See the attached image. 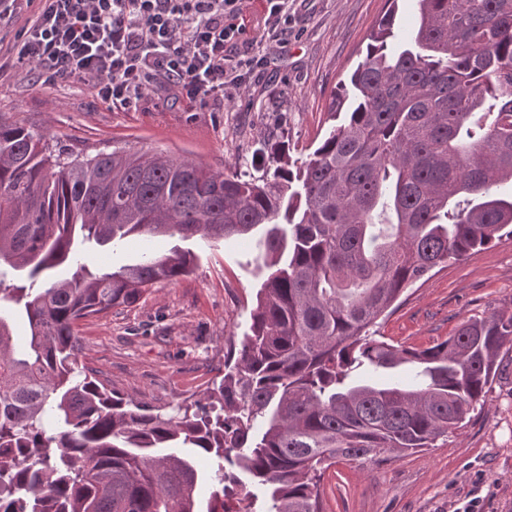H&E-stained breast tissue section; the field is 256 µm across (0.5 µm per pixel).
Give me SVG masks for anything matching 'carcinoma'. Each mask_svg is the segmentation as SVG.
Instances as JSON below:
<instances>
[{
	"label": "carcinoma",
	"mask_w": 512,
	"mask_h": 512,
	"mask_svg": "<svg viewBox=\"0 0 512 512\" xmlns=\"http://www.w3.org/2000/svg\"><path fill=\"white\" fill-rule=\"evenodd\" d=\"M387 2L296 159L279 142L228 173L164 152L57 153L0 123V512H230L239 496L245 512H323L336 460L429 448L470 418L511 310L423 349L374 327L432 270L512 234V0H415L400 43ZM256 233L249 332L203 399L163 415L80 363V320L196 268L178 248L105 268L86 245Z\"/></svg>",
	"instance_id": "1"
}]
</instances>
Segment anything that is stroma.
I'll list each match as a JSON object with an SVG mask.
<instances>
[{"instance_id":"obj_1","label":"stroma","mask_w":512,"mask_h":512,"mask_svg":"<svg viewBox=\"0 0 512 512\" xmlns=\"http://www.w3.org/2000/svg\"><path fill=\"white\" fill-rule=\"evenodd\" d=\"M286 47L269 54L245 88L206 104L148 97L113 109L92 86L48 78L19 58L32 13L0 17V122L18 123L49 144L86 155L112 148L163 150L215 171L249 168L263 141L292 156L321 139L327 105L362 61L386 0H295ZM177 240H133L97 250L103 266L136 263L142 252L169 251ZM193 274L155 284L134 305L82 320L81 361L125 397L172 411L200 398L224 374L248 330L261 277L250 241H198ZM512 308V236L449 263L403 297L379 327L397 345L426 348L461 322ZM324 512H455L478 501L481 512H512V350L466 423L433 447L362 465L340 461L321 485Z\"/></svg>"}]
</instances>
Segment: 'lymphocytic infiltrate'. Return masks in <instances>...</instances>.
Here are the masks:
<instances>
[{
  "label": "lymphocytic infiltrate",
  "mask_w": 512,
  "mask_h": 512,
  "mask_svg": "<svg viewBox=\"0 0 512 512\" xmlns=\"http://www.w3.org/2000/svg\"><path fill=\"white\" fill-rule=\"evenodd\" d=\"M293 0H266L262 43L287 44ZM244 0H40L21 57L125 109L151 92L201 103L245 87L264 53L243 42Z\"/></svg>",
  "instance_id": "obj_1"
}]
</instances>
